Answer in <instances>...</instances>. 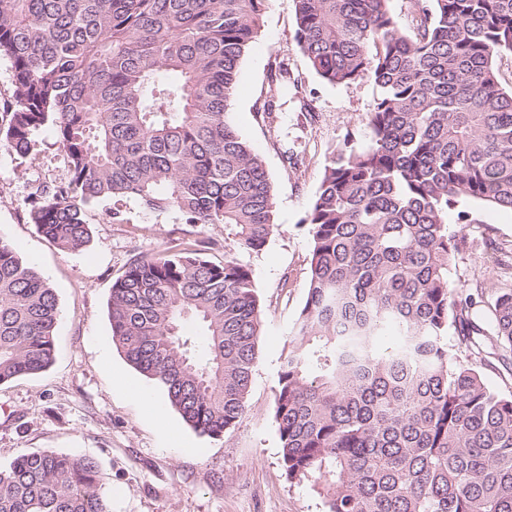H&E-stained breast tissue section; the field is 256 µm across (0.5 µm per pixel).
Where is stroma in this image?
<instances>
[{
    "label": "stroma",
    "mask_w": 512,
    "mask_h": 512,
    "mask_svg": "<svg viewBox=\"0 0 512 512\" xmlns=\"http://www.w3.org/2000/svg\"><path fill=\"white\" fill-rule=\"evenodd\" d=\"M294 29L292 0H267L260 35L241 63L230 114L265 162L277 224L266 247L247 258L264 318L242 418L216 438L195 432L163 391L117 351L107 313L112 281L131 257L152 256L196 237L223 238V225L187 224L177 211L151 212L130 200L126 223L91 208L88 246L58 249L29 215L32 186L60 183L68 175L67 160L46 128L36 134L29 157L0 153V239L51 284L60 308L52 365L0 384V464L46 449L92 457L112 512H323L309 486L288 483L283 475L274 390L307 295L312 241L303 219L329 158L346 137L365 140L379 89L370 80L349 88L322 82L297 48ZM278 58L301 79L305 100L272 83L270 67ZM272 97L280 109L268 119L263 105ZM304 102L315 122L302 116ZM287 151L297 156V167L284 161ZM465 210L466 223L457 211L448 213L450 230L466 240L450 275L463 288L485 286L500 274V259L512 253V212L475 202ZM130 381L142 387L144 398L128 391Z\"/></svg>",
    "instance_id": "stroma-1"
}]
</instances>
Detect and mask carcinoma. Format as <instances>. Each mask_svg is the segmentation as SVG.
<instances>
[{"label":"carcinoma","instance_id":"obj_1","mask_svg":"<svg viewBox=\"0 0 512 512\" xmlns=\"http://www.w3.org/2000/svg\"><path fill=\"white\" fill-rule=\"evenodd\" d=\"M265 3L0 0L14 86L0 151L28 157L50 125L68 162L65 182L29 196L38 231L80 251L86 210L106 203L122 224L128 199L224 225L222 242L130 259L108 303L112 344L209 437L243 416L259 359L262 302L239 254L276 228L264 162L229 119ZM293 4L310 71L380 94L367 141L332 155L303 219L308 292L273 404L285 478L324 512H512V395L482 372L483 344L512 355V289L459 287L450 262L465 239L448 228L462 202L512 210V88L496 71L512 0H412L411 31L391 0ZM270 76L302 93L285 62ZM485 301L491 334L472 318ZM58 319L54 289L1 240L0 384L51 364ZM0 512L111 501L93 458L45 450L0 465Z\"/></svg>","mask_w":512,"mask_h":512}]
</instances>
